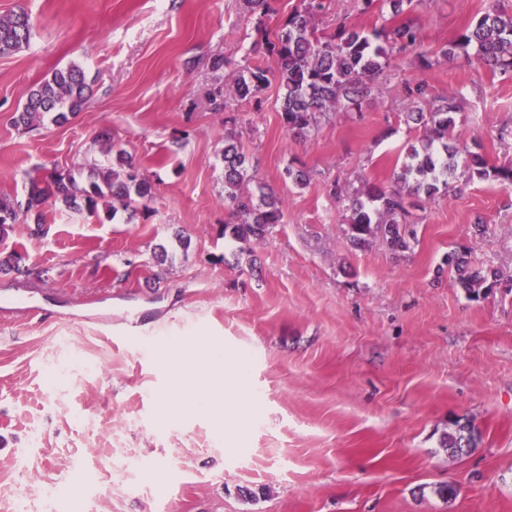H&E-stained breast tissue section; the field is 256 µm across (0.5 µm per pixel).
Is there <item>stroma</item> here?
I'll list each match as a JSON object with an SVG mask.
<instances>
[{
    "label": "stroma",
    "instance_id": "1",
    "mask_svg": "<svg viewBox=\"0 0 512 512\" xmlns=\"http://www.w3.org/2000/svg\"><path fill=\"white\" fill-rule=\"evenodd\" d=\"M323 3L324 37L391 14ZM489 3L416 0L431 68L397 57L361 109L326 113L299 141L278 84L208 98L225 83L211 59L243 60L258 38L241 0H0L34 20L28 48L0 57V197L106 161L109 142L154 193L113 217L49 201L42 224L0 233V512H512V189L460 176V192L412 209L403 253L347 232L350 195L389 183L424 134L405 122V81L452 100L457 138L512 166V74L437 54ZM72 63L91 87L84 110L17 129L29 91ZM230 118L250 173L285 202L260 241L224 235ZM289 166L309 183L285 180ZM452 250L500 287L470 297L443 267ZM199 333L225 372L246 370L254 419L239 447L211 411L160 419V396L183 399L154 350ZM457 421L478 438L452 457L440 439Z\"/></svg>",
    "mask_w": 512,
    "mask_h": 512
}]
</instances>
